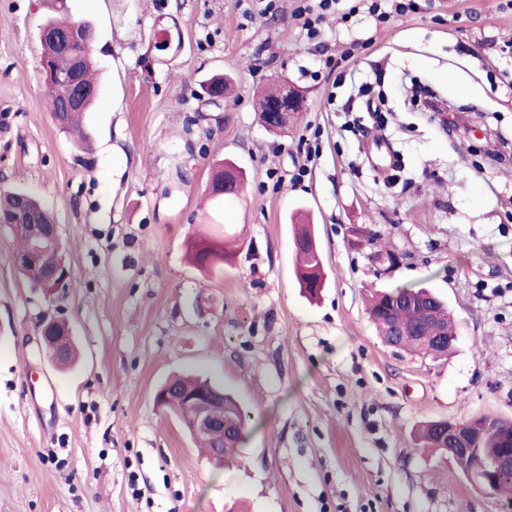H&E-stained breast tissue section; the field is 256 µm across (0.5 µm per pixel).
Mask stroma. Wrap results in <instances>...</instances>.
I'll return each instance as SVG.
<instances>
[{"instance_id":"35a3bbf8","label":"stroma","mask_w":512,"mask_h":512,"mask_svg":"<svg viewBox=\"0 0 512 512\" xmlns=\"http://www.w3.org/2000/svg\"><path fill=\"white\" fill-rule=\"evenodd\" d=\"M275 4L250 19L238 0H68L99 68L83 152L41 82L46 0H0V191L51 211L71 271L47 299L0 225V512H507L416 435L512 420V0H419L377 30L332 19L319 50L297 0ZM162 27L180 46L156 47ZM215 74L234 80L219 106L202 91ZM275 81L303 96L280 134L255 110ZM227 160L246 181L215 204ZM300 212L323 258L314 300L295 277ZM370 230L398 265L373 261ZM227 236L229 263L191 262L190 243ZM397 288L447 302V357L381 341L367 295ZM50 316L77 337L71 369L47 357ZM177 372L248 410L238 465L215 466L155 406Z\"/></svg>"}]
</instances>
